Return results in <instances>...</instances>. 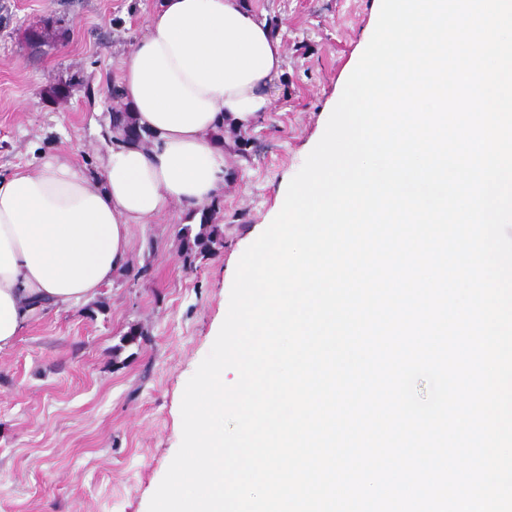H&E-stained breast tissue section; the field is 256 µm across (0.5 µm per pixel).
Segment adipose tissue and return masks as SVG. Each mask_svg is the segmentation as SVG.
<instances>
[{
    "label": "adipose tissue",
    "instance_id": "obj_1",
    "mask_svg": "<svg viewBox=\"0 0 512 512\" xmlns=\"http://www.w3.org/2000/svg\"><path fill=\"white\" fill-rule=\"evenodd\" d=\"M282 65L252 0H159L117 73L150 149L113 146L99 188L66 150L0 174V352L37 310L94 301L127 260L131 225L223 190L210 132L223 116L245 129L260 119Z\"/></svg>",
    "mask_w": 512,
    "mask_h": 512
}]
</instances>
